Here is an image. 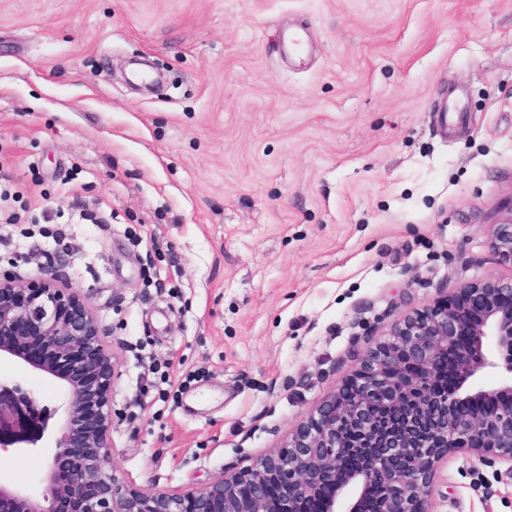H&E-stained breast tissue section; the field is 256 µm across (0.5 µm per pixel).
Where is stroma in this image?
Instances as JSON below:
<instances>
[{
	"label": "stroma",
	"instance_id": "35a3bbf8",
	"mask_svg": "<svg viewBox=\"0 0 512 512\" xmlns=\"http://www.w3.org/2000/svg\"><path fill=\"white\" fill-rule=\"evenodd\" d=\"M511 207L512 0H0V235L31 234L0 276L39 277L69 231L135 485L249 466L392 323L512 275L488 246ZM0 381L47 408L0 453L30 487L63 396L10 357ZM429 510L512 512V476L449 454Z\"/></svg>",
	"mask_w": 512,
	"mask_h": 512
}]
</instances>
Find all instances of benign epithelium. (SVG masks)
Segmentation results:
<instances>
[{
  "label": "benign epithelium",
  "instance_id": "benign-epithelium-1",
  "mask_svg": "<svg viewBox=\"0 0 512 512\" xmlns=\"http://www.w3.org/2000/svg\"><path fill=\"white\" fill-rule=\"evenodd\" d=\"M512 265V212L489 242ZM58 380L63 421L39 491L0 481V512H428L450 453L491 456L512 475V276L467 283L393 325L360 370L327 395L288 442L240 472L190 488H136L112 457L115 364L82 289L53 272L0 279V356ZM506 376L471 390L486 370ZM34 400L0 383V451L43 437Z\"/></svg>",
  "mask_w": 512,
  "mask_h": 512
}]
</instances>
